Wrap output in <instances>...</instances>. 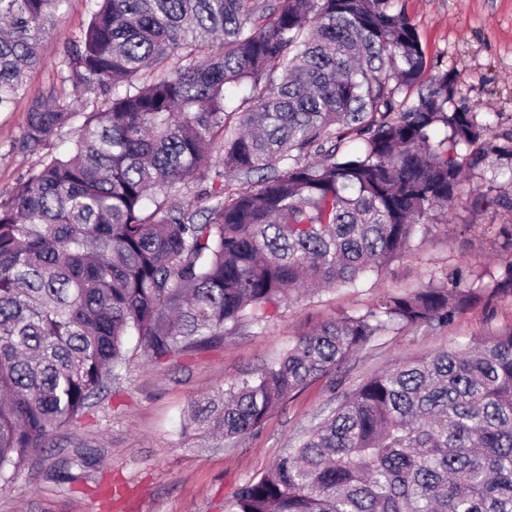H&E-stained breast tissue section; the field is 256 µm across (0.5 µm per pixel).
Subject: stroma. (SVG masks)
I'll list each match as a JSON object with an SVG mask.
<instances>
[{"mask_svg":"<svg viewBox=\"0 0 512 512\" xmlns=\"http://www.w3.org/2000/svg\"><path fill=\"white\" fill-rule=\"evenodd\" d=\"M415 26L433 70L458 77L456 100L478 121L512 130V0H396ZM90 0H62L42 62L27 78L35 95L47 87L65 41L79 39ZM26 100L0 112V200L37 164L16 143ZM447 214L429 220L425 236L380 275L354 288H333L282 304L266 322H245L212 348L162 365L139 350L122 369L121 392L95 399L87 415L58 430L50 448L0 490V512H224L243 484L266 473L293 436L370 376L396 361L453 350L512 325V293H494L493 275L512 265V249L495 237L512 225V209L477 206L485 191L512 198V180L476 169ZM483 272L484 301L448 326L399 329L355 353L336 372L276 407L254 432L221 448H200L181 434L194 397L256 371L318 323L363 311L385 294L403 293L431 278Z\"/></svg>","mask_w":512,"mask_h":512,"instance_id":"1","label":"stroma"}]
</instances>
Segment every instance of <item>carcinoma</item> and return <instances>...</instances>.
Masks as SVG:
<instances>
[{"instance_id":"1","label":"carcinoma","mask_w":512,"mask_h":512,"mask_svg":"<svg viewBox=\"0 0 512 512\" xmlns=\"http://www.w3.org/2000/svg\"><path fill=\"white\" fill-rule=\"evenodd\" d=\"M61 2L0 0V108L26 94ZM91 2L28 100L18 149L40 160L0 202L1 488L116 392L131 337L159 363L302 288H354L448 211L463 168L512 159L508 131L471 150L491 125L428 73L395 0ZM192 182L209 204L181 200ZM481 299L432 280L326 320L192 400L184 430L238 439L387 330L444 327ZM227 512H512V326L371 376Z\"/></svg>"}]
</instances>
